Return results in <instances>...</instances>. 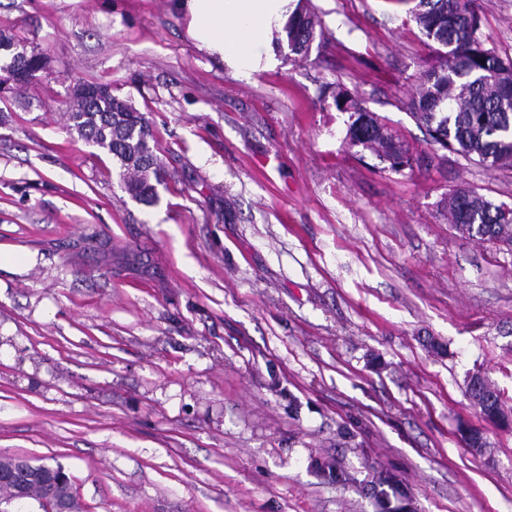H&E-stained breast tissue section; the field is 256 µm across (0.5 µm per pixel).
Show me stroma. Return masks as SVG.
<instances>
[{"mask_svg":"<svg viewBox=\"0 0 512 512\" xmlns=\"http://www.w3.org/2000/svg\"><path fill=\"white\" fill-rule=\"evenodd\" d=\"M414 0H309L308 61L236 77L173 0H0V33L49 70L0 97V457L60 464L84 512H512V252L439 202L512 205V169L450 153L399 175L344 145L340 86L415 150L434 62ZM512 57V0H476ZM144 113L167 177L133 200L71 130L78 83ZM475 427L490 446L460 438ZM333 467L338 478L324 475ZM476 385H479L477 388ZM493 385V384H492ZM483 376L473 375L466 387L469 399L480 408L481 414L491 421L505 419L500 393Z\"/></svg>","mask_w":512,"mask_h":512,"instance_id":"35a3bbf8","label":"stroma"}]
</instances>
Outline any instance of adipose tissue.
<instances>
[{"label":"adipose tissue","mask_w":512,"mask_h":512,"mask_svg":"<svg viewBox=\"0 0 512 512\" xmlns=\"http://www.w3.org/2000/svg\"><path fill=\"white\" fill-rule=\"evenodd\" d=\"M289 0H175L197 48L244 78L278 64Z\"/></svg>","instance_id":"obj_1"}]
</instances>
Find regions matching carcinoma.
<instances>
[{
	"mask_svg": "<svg viewBox=\"0 0 512 512\" xmlns=\"http://www.w3.org/2000/svg\"><path fill=\"white\" fill-rule=\"evenodd\" d=\"M288 59L308 58L321 21L306 6L288 10ZM414 21L438 45L435 64L422 71L408 106L431 143L486 169H512V59L486 47L473 0H417ZM34 69L25 44L0 43V69ZM336 111L349 114L345 141L388 163L396 174L413 171L425 156L413 152L380 116L360 99L338 91ZM70 128L117 161L125 191L136 201L153 205L163 178L155 154V135L143 113L114 96L76 100L66 112ZM448 223L478 242H512V208L496 205L476 190L458 188L444 199ZM469 399L491 420L505 419L500 393L476 374L466 387ZM28 498L49 512H81L69 483L29 480Z\"/></svg>",
	"mask_w": 512,
	"mask_h": 512,
	"instance_id": "1",
	"label": "carcinoma"
}]
</instances>
